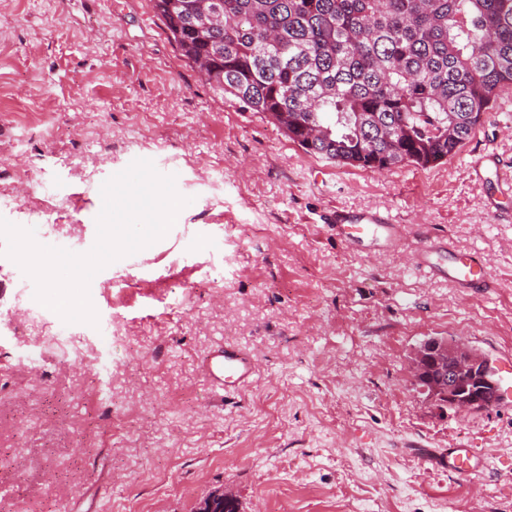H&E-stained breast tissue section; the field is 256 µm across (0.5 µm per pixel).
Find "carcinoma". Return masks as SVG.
<instances>
[{
    "mask_svg": "<svg viewBox=\"0 0 512 512\" xmlns=\"http://www.w3.org/2000/svg\"><path fill=\"white\" fill-rule=\"evenodd\" d=\"M210 85L331 162L455 155L512 87V0H153Z\"/></svg>",
    "mask_w": 512,
    "mask_h": 512,
    "instance_id": "1",
    "label": "carcinoma"
}]
</instances>
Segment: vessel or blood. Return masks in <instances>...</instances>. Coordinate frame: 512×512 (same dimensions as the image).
I'll return each instance as SVG.
<instances>
[{"mask_svg":"<svg viewBox=\"0 0 512 512\" xmlns=\"http://www.w3.org/2000/svg\"><path fill=\"white\" fill-rule=\"evenodd\" d=\"M337 238L348 248H364L370 245L388 246L401 241L402 225L390 216L372 212H355L336 208L326 219ZM445 251L442 237L425 234L415 254V264L421 271L436 273L446 271L448 279L456 287L466 291L483 290L493 285L483 257L472 254L455 258L449 265H441ZM255 369L252 358L238 346L224 345L210 352L203 360V370L210 385L227 392L242 391L251 381ZM428 458L438 468L452 475L478 474L485 467L483 455L469 448L449 446L442 452L428 451Z\"/></svg>","mask_w":512,"mask_h":512,"instance_id":"obj_1","label":"vessel or blood"}]
</instances>
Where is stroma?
Wrapping results in <instances>:
<instances>
[{
	"mask_svg": "<svg viewBox=\"0 0 512 512\" xmlns=\"http://www.w3.org/2000/svg\"><path fill=\"white\" fill-rule=\"evenodd\" d=\"M152 0H0V217L88 252L100 187L141 156L190 203L162 239L97 272L96 325L60 323L0 254V512H512V407L462 415L415 385L410 351L465 340L512 367V114L485 113L447 160L338 165L224 98ZM496 158L473 169L484 142ZM390 212L397 247L351 251L329 208ZM485 257L464 294L415 271L422 230ZM256 366L224 395L201 361ZM488 460L459 478L419 449ZM254 361L238 346L224 344L210 352L203 360V370L215 390L240 392L251 381ZM225 505H232L231 508L225 510ZM236 499L228 494H224V490L217 489L211 491L201 503L199 508L200 512H237Z\"/></svg>",
	"mask_w": 512,
	"mask_h": 512,
	"instance_id": "stroma-1",
	"label": "stroma"
}]
</instances>
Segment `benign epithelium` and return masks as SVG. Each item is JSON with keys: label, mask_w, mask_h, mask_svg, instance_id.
I'll return each mask as SVG.
<instances>
[{"label": "benign epithelium", "mask_w": 512, "mask_h": 512, "mask_svg": "<svg viewBox=\"0 0 512 512\" xmlns=\"http://www.w3.org/2000/svg\"><path fill=\"white\" fill-rule=\"evenodd\" d=\"M410 373L422 385L427 398L448 399L458 411H471L480 404V393H466L462 385L469 379L496 384V372L490 359L465 343L443 336H432L416 347L410 356ZM237 505L236 499L224 490L211 491L201 503L199 512H224V506Z\"/></svg>", "instance_id": "7a95c632"}]
</instances>
